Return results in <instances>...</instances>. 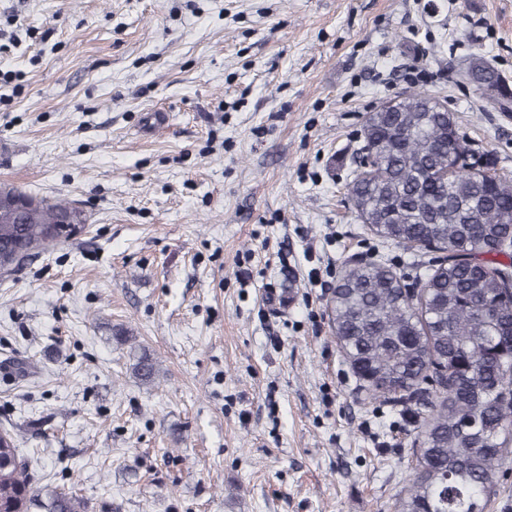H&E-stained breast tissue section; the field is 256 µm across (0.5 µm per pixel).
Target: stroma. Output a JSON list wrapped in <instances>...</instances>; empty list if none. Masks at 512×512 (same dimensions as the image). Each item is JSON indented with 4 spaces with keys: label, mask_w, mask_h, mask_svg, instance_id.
Masks as SVG:
<instances>
[{
    "label": "stroma",
    "mask_w": 512,
    "mask_h": 512,
    "mask_svg": "<svg viewBox=\"0 0 512 512\" xmlns=\"http://www.w3.org/2000/svg\"><path fill=\"white\" fill-rule=\"evenodd\" d=\"M475 52L512 83V0H0V183L89 224L0 277V430L31 488L86 512H394L414 417L367 397L327 305L349 264L412 285L435 260L349 193L381 104L435 95L512 177ZM131 369L135 378L143 383H153L159 375L156 361L147 353L138 356ZM45 512H84L83 501L74 493H65L48 486L40 489Z\"/></svg>",
    "instance_id": "stroma-1"
}]
</instances>
